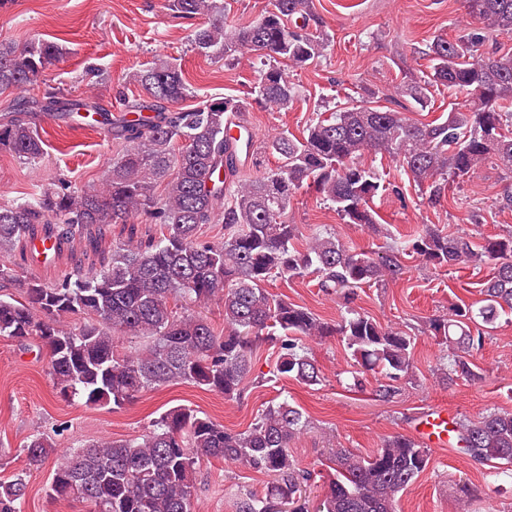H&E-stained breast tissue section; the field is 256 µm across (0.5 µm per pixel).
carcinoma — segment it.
<instances>
[{"label":"carcinoma","instance_id":"1","mask_svg":"<svg viewBox=\"0 0 512 512\" xmlns=\"http://www.w3.org/2000/svg\"><path fill=\"white\" fill-rule=\"evenodd\" d=\"M183 18L209 23L194 31L195 48L233 57L263 53L267 68L257 78L259 100L280 112L293 107L296 92L280 61L302 69L327 46L311 31L312 0H271L259 18L232 31L224 27V0H166ZM467 15L512 38V0H465ZM477 33L454 39L439 35L425 53L426 79L409 78L398 87L421 109L430 88L443 86L463 101L446 118L415 122L406 113L367 104L318 117L302 136L282 133L255 147L250 161L264 168L249 178L230 148L237 141L228 121L244 113L231 98L171 109L189 96L182 71L159 61L131 77L140 93L127 102L130 118L114 117L88 99L48 95L26 101L0 120V152L36 161L44 140L31 122L43 112L72 123L81 118L103 126L126 144L101 186L78 192L53 183L29 199L0 206V283L15 278L17 260L37 241L61 247L87 239L91 230L125 224L144 215L159 236L143 244L130 236L101 251L99 269L77 266L50 286L36 280L27 301L0 293V336L33 340L48 354L49 375L64 397L89 407L120 408L142 391L188 382L237 398L260 344L279 350L275 373L307 386L323 376L300 338L340 336L358 365L396 382L412 368L413 337L384 327L349 307L335 324L304 306L277 298L265 288L276 278L319 277L325 291L349 298V291L382 282L399 271L395 255L350 249L330 233L314 232L296 246L299 226L288 223V204L297 190L314 186L347 224L387 235L373 199L381 178L363 163L367 153L396 158L409 179L433 196L449 177L468 174L492 157L512 172V49L481 50ZM65 49L55 42L20 48L0 41V93L33 81ZM280 165L264 166L268 155ZM165 184L164 196L154 186ZM204 224L224 225V240L200 237ZM402 251L435 268L488 266L478 313L461 303L428 323L448 343L451 363L441 381L476 380L471 357L486 331L512 316V235L488 236L476 246L460 235L428 226L407 235ZM217 300L224 328L199 313L179 311L182 302L205 307ZM138 339L120 349L127 337ZM307 428L302 411L287 400L271 402L243 432H232L189 407L163 413L153 429L133 439L101 437L62 453L44 433L23 448L30 469L54 460L50 495L84 502L89 512H194L196 474L201 461L221 459L273 477L262 495L242 488L238 512H397L398 496L430 464L429 450L402 435L388 436L364 457L348 449L333 453L335 474L315 510L302 492L311 473L299 467L289 443ZM459 448L481 463L512 468V411L490 412L454 427ZM25 473L0 482V512H20Z\"/></svg>","mask_w":512,"mask_h":512}]
</instances>
